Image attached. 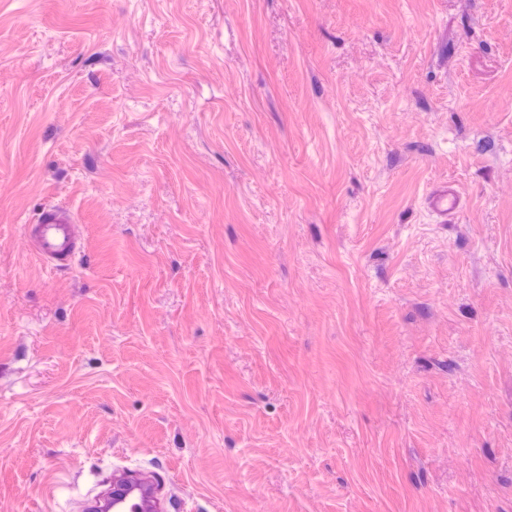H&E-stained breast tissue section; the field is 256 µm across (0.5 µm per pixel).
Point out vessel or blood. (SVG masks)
Instances as JSON below:
<instances>
[{"mask_svg": "<svg viewBox=\"0 0 512 512\" xmlns=\"http://www.w3.org/2000/svg\"><path fill=\"white\" fill-rule=\"evenodd\" d=\"M461 196L453 187L434 191L429 199L430 210L440 219H448L459 209ZM23 233L32 243L38 262L55 269L73 263L80 254V238L72 216L57 209L41 212L39 218L24 225Z\"/></svg>", "mask_w": 512, "mask_h": 512, "instance_id": "1", "label": "vessel or blood"}]
</instances>
